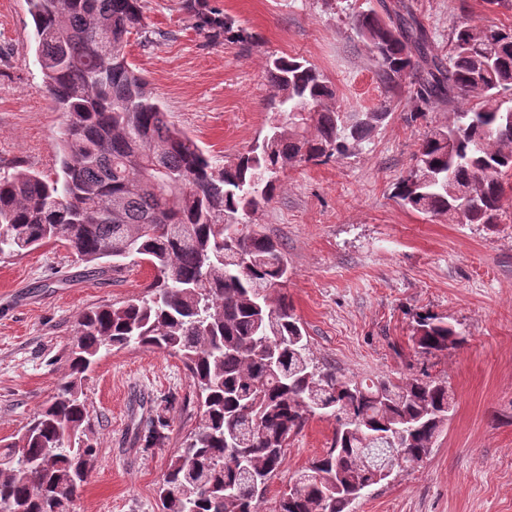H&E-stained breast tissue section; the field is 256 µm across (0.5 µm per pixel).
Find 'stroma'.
<instances>
[{"label": "stroma", "mask_w": 512, "mask_h": 512, "mask_svg": "<svg viewBox=\"0 0 512 512\" xmlns=\"http://www.w3.org/2000/svg\"><path fill=\"white\" fill-rule=\"evenodd\" d=\"M184 0H142L144 28L128 59L144 74L176 126L217 162L245 152L271 116L266 63L288 54L315 64L336 87L342 111L390 98L391 117L355 154L288 169L270 205L252 216L284 248L286 292L317 362L347 378L444 381L448 423L424 461L399 470L352 504L353 512H512V172L502 177L504 215L495 229L455 224L400 206L393 196L426 126L445 122L442 104L408 122V89L385 93L376 60L350 28L366 0H205L252 36L212 42ZM426 27L447 55L453 27L512 25L511 12L482 0H386ZM26 0H0V176H54L64 117L47 93ZM147 264L112 270L74 262L48 244L0 258V443L17 439L68 372L79 316L139 296ZM444 317L464 336L445 355L415 342L419 315ZM98 442L74 512H160L158 487L195 427L199 410L178 356L131 345L104 354L85 383ZM166 421V439L144 434ZM335 424L309 418L269 481L273 512L295 474L330 447Z\"/></svg>", "instance_id": "obj_1"}]
</instances>
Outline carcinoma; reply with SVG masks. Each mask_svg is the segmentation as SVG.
Listing matches in <instances>:
<instances>
[{"label":"carcinoma","instance_id":"cac0c4a2","mask_svg":"<svg viewBox=\"0 0 512 512\" xmlns=\"http://www.w3.org/2000/svg\"><path fill=\"white\" fill-rule=\"evenodd\" d=\"M37 61L62 110L60 173L0 178V253L64 244L85 264L144 262L145 294L84 313L69 370L18 441L0 446V512H71L94 447L86 373L101 353L132 344L179 355L197 389L199 420L158 489L161 512H260L262 496L230 493L283 465L288 443L315 415L336 423L326 453L297 473L275 512H350L357 486L373 487L367 449H402L396 467L429 454L448 422V383L342 378L319 365L285 293L279 243L249 230L290 166L357 150L391 115L383 99L343 112L336 91L307 61H268L285 118L237 158L218 165L169 119L129 63L143 29L141 0H27ZM186 8L214 40L232 30L202 0ZM387 91L413 87L415 121L433 104L453 108L427 128L402 205L458 224L497 223L501 176L512 170V26L468 21L444 59L411 15L373 8L354 16ZM116 205L109 206V201ZM421 352L446 354L463 338L444 319L418 317ZM48 460L32 469L20 456Z\"/></svg>","mask_w":512,"mask_h":512}]
</instances>
